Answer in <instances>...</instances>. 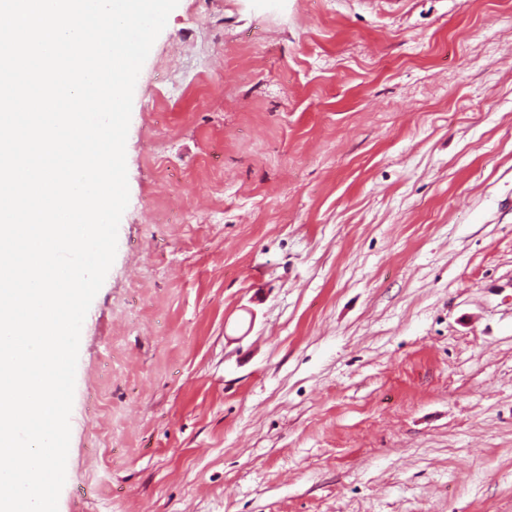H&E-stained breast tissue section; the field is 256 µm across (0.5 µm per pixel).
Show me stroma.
Here are the masks:
<instances>
[{
  "label": "stroma",
  "mask_w": 512,
  "mask_h": 512,
  "mask_svg": "<svg viewBox=\"0 0 512 512\" xmlns=\"http://www.w3.org/2000/svg\"><path fill=\"white\" fill-rule=\"evenodd\" d=\"M58 512H512V0H179Z\"/></svg>",
  "instance_id": "obj_1"
}]
</instances>
